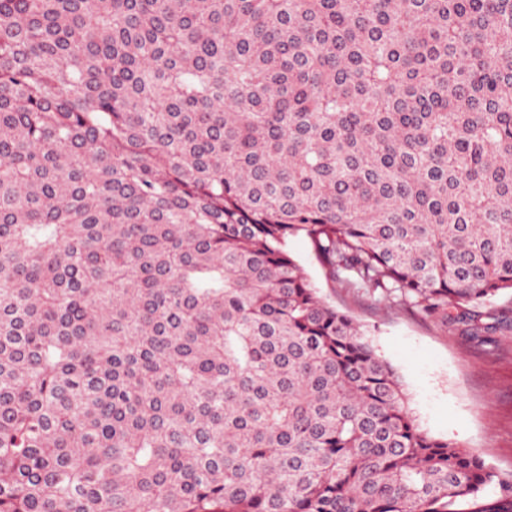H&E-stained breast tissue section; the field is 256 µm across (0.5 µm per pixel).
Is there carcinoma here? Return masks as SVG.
Listing matches in <instances>:
<instances>
[{
	"mask_svg": "<svg viewBox=\"0 0 512 512\" xmlns=\"http://www.w3.org/2000/svg\"><path fill=\"white\" fill-rule=\"evenodd\" d=\"M295 235L500 325L512 0H0V512H512Z\"/></svg>",
	"mask_w": 512,
	"mask_h": 512,
	"instance_id": "1",
	"label": "carcinoma"
}]
</instances>
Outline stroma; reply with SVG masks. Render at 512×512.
Masks as SVG:
<instances>
[{"instance_id":"35a3bbf8","label":"stroma","mask_w":512,"mask_h":512,"mask_svg":"<svg viewBox=\"0 0 512 512\" xmlns=\"http://www.w3.org/2000/svg\"><path fill=\"white\" fill-rule=\"evenodd\" d=\"M288 250L319 296L368 330L377 352L395 368L424 430L512 472L511 293L491 302L503 325L478 340L465 321L386 310L376 298L337 287L303 236L289 238Z\"/></svg>"}]
</instances>
